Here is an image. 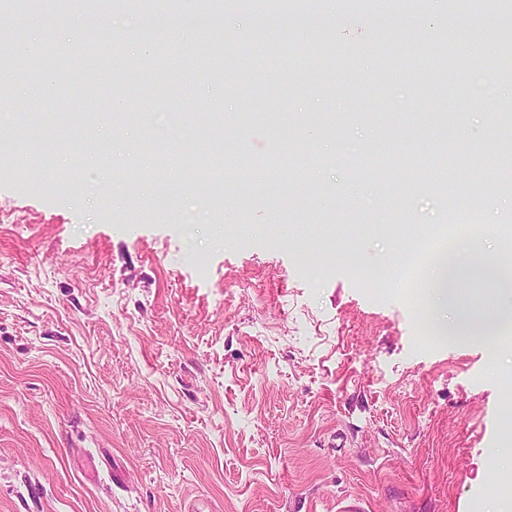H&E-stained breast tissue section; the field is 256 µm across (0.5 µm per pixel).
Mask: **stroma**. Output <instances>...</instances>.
Listing matches in <instances>:
<instances>
[{
  "instance_id": "obj_1",
  "label": "stroma",
  "mask_w": 512,
  "mask_h": 512,
  "mask_svg": "<svg viewBox=\"0 0 512 512\" xmlns=\"http://www.w3.org/2000/svg\"><path fill=\"white\" fill-rule=\"evenodd\" d=\"M266 8L219 0L203 18L180 0L200 22L178 43L100 45L115 98L152 100L146 123L101 118L98 138L124 159L112 183L76 157L40 169L0 156V512H492L504 499L512 329L494 350L438 339L414 284L379 262L409 225L458 206L398 181L408 158L441 160L450 181L459 160L512 149V124L457 94L496 52L458 37L468 0L375 24L357 0H321L316 33L307 14L258 30ZM1 27L37 44L27 71L0 67V133L79 135L84 41L0 6ZM237 31L253 39L226 53L223 79L192 65ZM432 52L465 67L424 96ZM36 96L45 119L28 126ZM215 111L220 130L182 144L201 165L223 158L221 191L131 186L147 123ZM455 112L475 149L457 146ZM259 157L280 177L251 180Z\"/></svg>"
}]
</instances>
